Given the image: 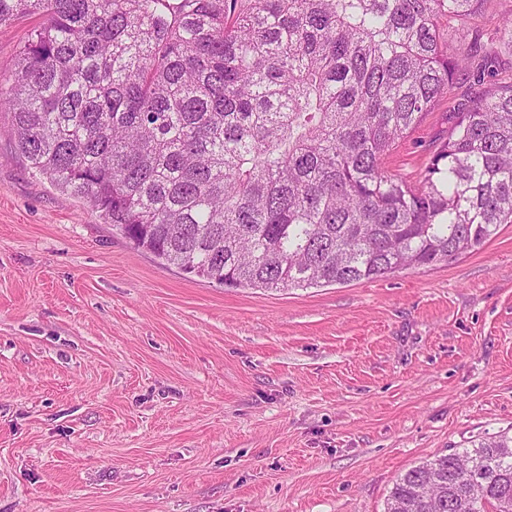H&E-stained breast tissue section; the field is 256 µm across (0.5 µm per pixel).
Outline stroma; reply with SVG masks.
<instances>
[{"mask_svg": "<svg viewBox=\"0 0 512 512\" xmlns=\"http://www.w3.org/2000/svg\"><path fill=\"white\" fill-rule=\"evenodd\" d=\"M459 79L384 167L420 179ZM512 431V224L376 280L226 288L132 247L0 114V512H384Z\"/></svg>", "mask_w": 512, "mask_h": 512, "instance_id": "35a3bbf8", "label": "stroma"}]
</instances>
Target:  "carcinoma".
Instances as JSON below:
<instances>
[{
    "instance_id": "cac0c4a2",
    "label": "carcinoma",
    "mask_w": 512,
    "mask_h": 512,
    "mask_svg": "<svg viewBox=\"0 0 512 512\" xmlns=\"http://www.w3.org/2000/svg\"><path fill=\"white\" fill-rule=\"evenodd\" d=\"M491 0H0L39 17L0 73L17 150L136 248L229 288L449 261L512 224V9ZM448 21L443 33L441 20ZM479 89L413 183L383 167ZM512 512V436L426 461L385 512Z\"/></svg>"
}]
</instances>
